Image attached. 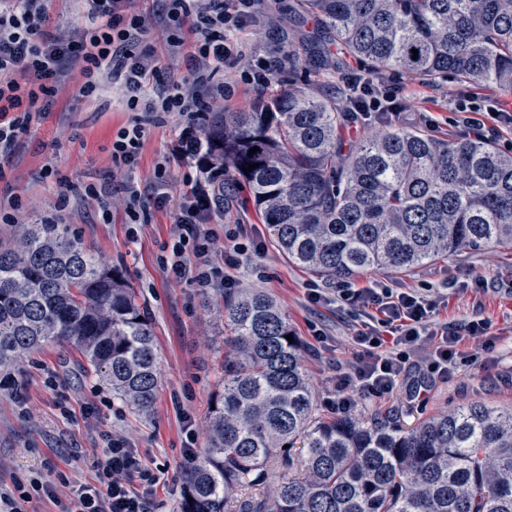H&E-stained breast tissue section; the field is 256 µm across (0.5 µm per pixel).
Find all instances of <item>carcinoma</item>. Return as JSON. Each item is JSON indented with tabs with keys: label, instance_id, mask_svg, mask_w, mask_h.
<instances>
[{
	"label": "carcinoma",
	"instance_id": "cac0c4a2",
	"mask_svg": "<svg viewBox=\"0 0 512 512\" xmlns=\"http://www.w3.org/2000/svg\"><path fill=\"white\" fill-rule=\"evenodd\" d=\"M288 11L299 27L318 22L288 39L290 63L330 67L338 47L369 75L512 94V0H298ZM345 122L336 100L290 84L247 110L209 113L193 155L224 167L225 191L245 185L269 240L323 279L512 247V151L385 124L344 154ZM222 308L224 381L181 512H512V409L471 402L409 428L382 412L319 418L276 300L244 289ZM57 342L150 413L155 335L122 272L66 224H12L0 240V369Z\"/></svg>",
	"mask_w": 512,
	"mask_h": 512
}]
</instances>
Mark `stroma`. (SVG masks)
<instances>
[{
  "label": "stroma",
  "mask_w": 512,
  "mask_h": 512,
  "mask_svg": "<svg viewBox=\"0 0 512 512\" xmlns=\"http://www.w3.org/2000/svg\"><path fill=\"white\" fill-rule=\"evenodd\" d=\"M291 28L286 9L268 6L260 10L257 22L237 31L233 40L246 57L276 63L271 90L291 83L345 101L344 81L359 72V64L343 54L337 55L331 69L281 64ZM388 79L402 86L407 100L399 127L438 139L465 133V115L455 109L458 98L470 97L478 103L493 99L512 113V96L493 87L450 78L410 80L393 73ZM134 118L111 84H104L91 99L69 91L0 164L5 172L0 201L21 198L24 210L18 221L22 224L57 216L59 223L69 225L87 246L122 271L155 331L160 379L154 409L149 416H137L113 399L110 390L85 377L83 360L69 345H45L11 372L27 385L26 411H19L9 390L0 389V485L26 484L46 473L59 495H69L74 485L93 481L105 438L120 435L138 449L146 467L164 474L155 498L156 512H181L189 467L183 448L189 441L199 451L207 446L211 400L224 378L225 336L215 289L174 281L162 269L163 260L171 256L182 198L191 183L206 179L198 158L178 152L187 121L172 113L163 123L145 124L135 180L145 181L160 162L169 171L168 202L152 210L146 221L132 223L118 195L106 214L95 200L82 196L71 198L67 210H55L59 180L97 186L111 177L115 169L112 140ZM48 165L55 167L57 176L45 180L40 172ZM231 274L237 287L266 291L287 314L306 351L317 413L328 417L325 402L335 397L339 369L352 358L357 318L335 305L308 301L306 285L313 282V275L289 263L269 239H262L260 251L242 256ZM376 279L429 296L447 295L440 322L460 326L482 318L490 322L495 340L489 348L484 337H467L463 348L475 354V361L462 363L452 379L435 381L425 401H410L401 382L384 397L359 398L357 409L389 412L410 426L427 415L472 401L500 409L512 407V291L505 287L512 281V249L466 250L408 276L380 272L354 278L353 283L362 287ZM318 330L326 334L325 342L315 338Z\"/></svg>",
  "instance_id": "1"
}]
</instances>
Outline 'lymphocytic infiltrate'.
<instances>
[{"instance_id": "f902f5d3", "label": "lymphocytic infiltrate", "mask_w": 512, "mask_h": 512, "mask_svg": "<svg viewBox=\"0 0 512 512\" xmlns=\"http://www.w3.org/2000/svg\"><path fill=\"white\" fill-rule=\"evenodd\" d=\"M51 2L0 0V161L11 157L19 135L64 94V80L71 73L81 96L92 97L109 80L119 84L130 111L176 112L195 120L207 100L226 96V87L215 75L239 56L228 34L251 19L256 0H161L150 18L135 10V0H85L86 25L68 33L53 26ZM152 23L164 31L171 53H184L192 83L174 79L158 92H149V78L158 66L156 50L146 42ZM345 87L363 94L364 111L400 116L397 94L384 86L382 78L351 75ZM165 174V165H158L153 180L142 187L124 181L85 188L68 183L56 209L64 211L71 196L80 193L104 204L120 191L136 220L166 205L168 195L159 189ZM223 204L224 193L216 186L198 184L186 194L176 220L172 258L164 263L173 279L203 288H235L230 268L260 244L241 224L216 232L213 221ZM219 251L224 254L220 265L214 262ZM335 303L362 318L341 391L327 402L328 410L339 414L353 408L355 395L380 398L402 380L410 400H424L435 380L455 376L465 358L464 338L486 336L491 329L483 319L460 328L438 323L447 296L427 297L391 282L376 281L363 288L342 284ZM96 469L94 481L74 486L65 500L59 499L49 480L0 486V512H34L32 502L37 498L54 502L58 512H153L160 478L126 440L109 438Z\"/></svg>"}]
</instances>
